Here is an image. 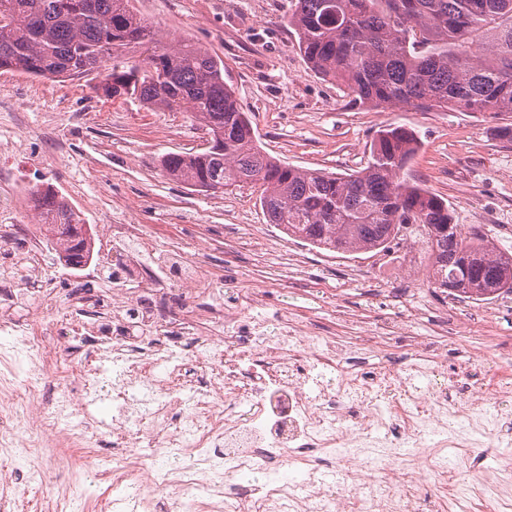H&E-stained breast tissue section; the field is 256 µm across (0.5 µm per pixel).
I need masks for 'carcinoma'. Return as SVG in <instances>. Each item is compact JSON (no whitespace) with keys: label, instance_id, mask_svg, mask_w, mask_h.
<instances>
[{"label":"carcinoma","instance_id":"1","mask_svg":"<svg viewBox=\"0 0 512 512\" xmlns=\"http://www.w3.org/2000/svg\"><path fill=\"white\" fill-rule=\"evenodd\" d=\"M288 27L310 67L363 103L446 112L512 114V0H291ZM142 59L105 67L114 51ZM0 71L63 79L103 73L108 99L186 112L204 125V152L170 153L167 175L203 192L260 177L269 222L318 248L380 251L414 224L431 258L429 283L468 299L512 293V258L463 232L444 199L412 182L416 132L379 130L366 167L342 175L264 153L249 115L224 82V60L191 42L165 43L131 0H0ZM45 237L68 264L87 262L94 240L51 189L33 193Z\"/></svg>","mask_w":512,"mask_h":512}]
</instances>
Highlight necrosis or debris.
<instances>
[{
    "label": "necrosis or debris",
    "mask_w": 512,
    "mask_h": 512,
    "mask_svg": "<svg viewBox=\"0 0 512 512\" xmlns=\"http://www.w3.org/2000/svg\"><path fill=\"white\" fill-rule=\"evenodd\" d=\"M11 268L0 297L18 274L32 306L0 336V363L35 379L20 386L0 372V457L92 448L109 433L120 454L99 474L107 512H471L459 449L512 447V351L461 402L442 380L443 341L405 336L397 369L361 355L385 344L382 327L354 344L313 335L284 310L256 318L252 290L186 319L143 303L139 287L113 291L117 328L105 341L82 318L87 300L53 316L30 252ZM54 333L79 335L88 361L50 345Z\"/></svg>",
    "instance_id": "obj_1"
}]
</instances>
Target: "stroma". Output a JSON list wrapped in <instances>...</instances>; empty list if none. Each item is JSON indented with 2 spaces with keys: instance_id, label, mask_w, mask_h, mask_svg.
Here are the masks:
<instances>
[{
  "instance_id": "35a3bbf8",
  "label": "stroma",
  "mask_w": 512,
  "mask_h": 512,
  "mask_svg": "<svg viewBox=\"0 0 512 512\" xmlns=\"http://www.w3.org/2000/svg\"><path fill=\"white\" fill-rule=\"evenodd\" d=\"M139 16L168 40H190L224 60V79L249 113L263 152L310 170L338 174L364 168L376 131L396 122L417 133L421 147L411 175L443 197L464 231L477 230L512 252V142L497 127L512 114L437 112L415 107L383 110L356 102L335 82L313 72L288 26L290 0H134ZM0 174L27 185L47 183L70 195L92 227L96 264L68 268L51 247H41L42 282L52 308L68 317L74 295L109 299L122 281L126 250L112 240L115 224H146L157 247L198 255L218 292L257 290L264 312L282 307L309 319L315 331L335 330L355 340L344 319L393 324L418 311V336H431L439 311L464 315L465 340L449 331L448 353L473 358L476 373L494 363L483 354L481 329L500 324L512 334V294L490 301L455 297L423 278L404 280V255L334 253L291 240L269 223L257 202L258 186L199 192L163 171L168 153L207 148L203 125L183 112L149 109L135 100H112L90 78L64 81L0 72ZM90 454L73 453L71 469L83 480L72 512H88L102 485ZM37 456L18 459L15 501L0 512H40L44 490L33 479Z\"/></svg>"
}]
</instances>
